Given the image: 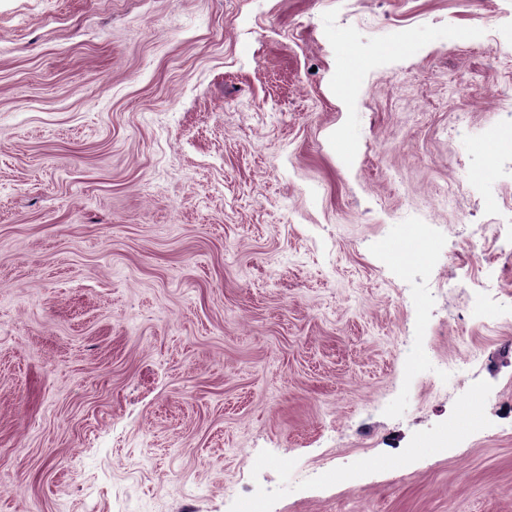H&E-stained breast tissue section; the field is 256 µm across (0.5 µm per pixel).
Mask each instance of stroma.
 Returning <instances> with one entry per match:
<instances>
[{
	"mask_svg": "<svg viewBox=\"0 0 512 512\" xmlns=\"http://www.w3.org/2000/svg\"><path fill=\"white\" fill-rule=\"evenodd\" d=\"M343 31L385 48L350 93ZM424 219L446 260L382 252ZM251 484L512 512V0H0V512ZM461 432L456 419H449L448 423L439 427L436 431V437L430 440V435L423 437L415 442L414 451H422L425 448H453L459 439Z\"/></svg>",
	"mask_w": 512,
	"mask_h": 512,
	"instance_id": "35a3bbf8",
	"label": "stroma"
}]
</instances>
